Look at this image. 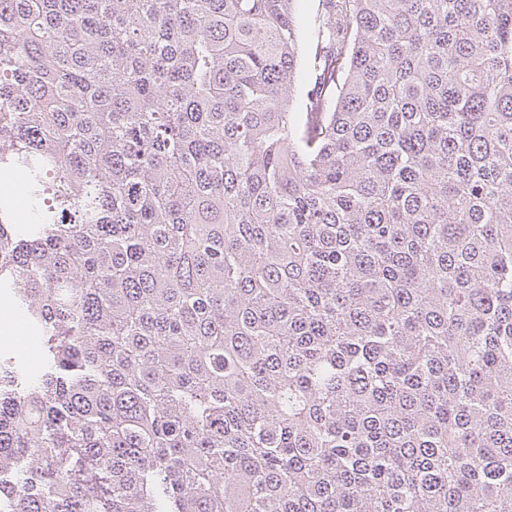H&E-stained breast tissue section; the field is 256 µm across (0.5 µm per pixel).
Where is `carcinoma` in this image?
Wrapping results in <instances>:
<instances>
[{
	"label": "carcinoma",
	"mask_w": 512,
	"mask_h": 512,
	"mask_svg": "<svg viewBox=\"0 0 512 512\" xmlns=\"http://www.w3.org/2000/svg\"><path fill=\"white\" fill-rule=\"evenodd\" d=\"M7 170L0 512H512V0H0ZM11 311L21 313L10 306L7 300L0 295V349L5 347L23 359L26 368L35 372L40 364L38 339L30 331L24 317H15ZM15 336H26L24 344H19Z\"/></svg>",
	"instance_id": "obj_1"
}]
</instances>
